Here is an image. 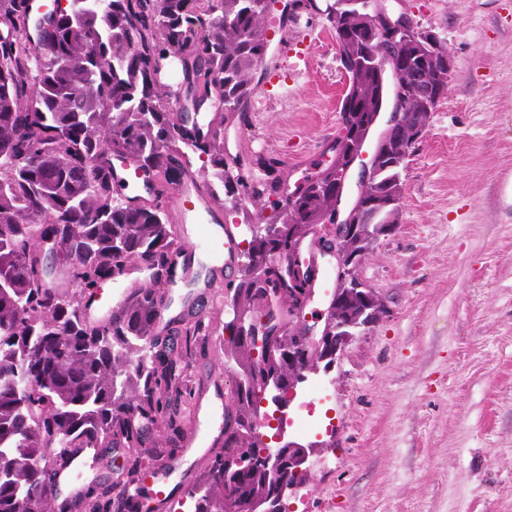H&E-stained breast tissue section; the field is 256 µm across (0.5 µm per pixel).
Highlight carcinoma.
<instances>
[{
  "mask_svg": "<svg viewBox=\"0 0 512 512\" xmlns=\"http://www.w3.org/2000/svg\"><path fill=\"white\" fill-rule=\"evenodd\" d=\"M302 9L322 16L336 34L338 53L357 61L340 111L347 133L334 140L338 167L314 171L306 186L284 189L278 212L253 224L242 251L244 278L230 300L225 356L237 379L224 421V445L185 496L194 512H288L279 494L288 484V444L275 437L276 412L305 373L334 361L332 344L318 356L296 331L272 336L268 355H254L246 320L271 301L297 306L307 295L297 275L296 239L312 224H332L336 181L362 149L379 117L387 80L372 60L379 37L367 0H331ZM264 0H67L33 37L30 0H0V512H55L51 470L67 466L82 448L127 451L122 480L112 491L84 488V512H141L147 468L146 435L159 424L170 432L167 453L179 451L178 403L183 396L180 354L190 350L201 322L176 336L156 332L166 291L159 274L132 288L105 321L92 325L85 300L102 284L141 263L163 266L182 252L164 207L165 190L188 173L194 159L210 194L242 202L267 191L224 158V118L246 110L267 59ZM446 44L424 32L405 36L396 66L398 110L420 124L448 92ZM435 97L424 101L417 85ZM217 96L225 116L207 125L184 120L173 102L182 97L199 113ZM415 125L400 141L376 145L374 179L361 201L360 228L339 244L363 256L376 235L398 220L391 200L402 197L401 156L412 148ZM132 160L157 182L154 199L129 203L112 184V157ZM64 276L71 289L54 284ZM372 288L360 282L333 294L326 320L346 323L366 308ZM275 394L265 391L268 380ZM275 405L261 411L264 400ZM276 453L282 468L264 463Z\"/></svg>",
  "mask_w": 512,
  "mask_h": 512,
  "instance_id": "obj_1",
  "label": "carcinoma"
}]
</instances>
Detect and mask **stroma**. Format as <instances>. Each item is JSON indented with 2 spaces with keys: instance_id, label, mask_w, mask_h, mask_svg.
I'll use <instances>...</instances> for the list:
<instances>
[{
  "instance_id": "obj_1",
  "label": "stroma",
  "mask_w": 512,
  "mask_h": 512,
  "mask_svg": "<svg viewBox=\"0 0 512 512\" xmlns=\"http://www.w3.org/2000/svg\"><path fill=\"white\" fill-rule=\"evenodd\" d=\"M390 3L445 38L454 71L403 173L397 228L357 270L386 311L330 370L309 372L287 408L297 416L309 385L328 386L312 427L282 434L315 449L288 504L291 512H512V0ZM266 26L283 47L268 63L277 77L229 124L224 156L291 185L325 159L347 78L320 16L270 17ZM172 230L195 254L183 317L209 328L187 360L186 383L198 389L207 374L232 391L224 324L243 267L215 274L191 225Z\"/></svg>"
}]
</instances>
